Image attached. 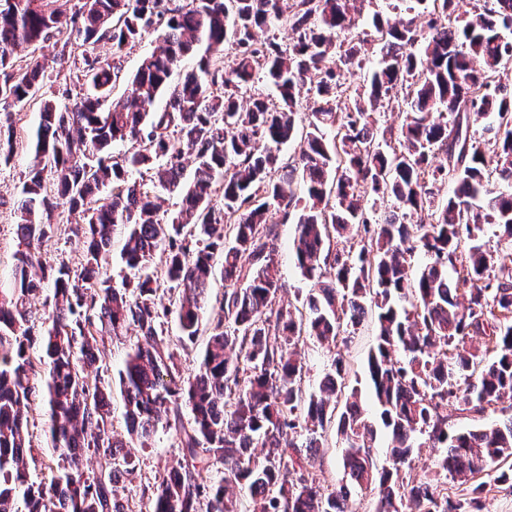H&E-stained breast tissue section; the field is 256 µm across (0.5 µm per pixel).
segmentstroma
<instances>
[{
  "instance_id": "35a3bbf8",
  "label": "stroma",
  "mask_w": 512,
  "mask_h": 512,
  "mask_svg": "<svg viewBox=\"0 0 512 512\" xmlns=\"http://www.w3.org/2000/svg\"><path fill=\"white\" fill-rule=\"evenodd\" d=\"M61 44L48 42L43 48L49 58L51 78L45 84L43 93L55 99L58 105L69 103L70 95L79 91L71 74V57L62 55ZM12 119L17 132L16 151L9 163L0 164V290L11 288L14 282V254L17 249V202L20 198L25 176L34 162L33 140L39 124V110L36 105H16L12 108ZM69 215L66 209H58L54 221L58 226L52 238L41 247L42 259L46 265L66 261L72 270H80L83 261V245L68 230ZM297 232L293 223L279 225L271 245L280 263L282 289L276 299L277 306L301 305L312 286L296 266L292 244ZM377 321L374 314H366L360 325L348 336L341 350L349 365V377L356 380L362 393H369L370 386L365 372L367 354L377 340ZM28 431L34 446V460L29 464L32 480L49 477L51 463L50 444L44 435L48 417L42 404L31 403L27 413ZM323 447L317 455L311 472L325 488L335 489L345 483L346 477L340 464L345 444L336 435L335 425H327L322 433ZM173 431L161 428L149 440L145 450L138 454L139 462L133 474L125 476L118 486L120 496L132 512H145L148 500L143 491L152 484L165 468L178 457Z\"/></svg>"
}]
</instances>
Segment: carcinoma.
Instances as JSON below:
<instances>
[{
	"instance_id": "cac0c4a2",
	"label": "carcinoma",
	"mask_w": 512,
	"mask_h": 512,
	"mask_svg": "<svg viewBox=\"0 0 512 512\" xmlns=\"http://www.w3.org/2000/svg\"><path fill=\"white\" fill-rule=\"evenodd\" d=\"M365 2L26 0L17 14L0 8V104L41 98L35 163L18 203L14 288L0 293V512H16L19 497L25 512H129L118 479L136 468L161 423L179 455L147 488L148 512H243L230 496L237 486L257 512H346L352 486L375 493L377 512H481L484 483L474 478L493 470L512 484V464L501 468L512 458V416L448 433L450 411L512 407V251L481 239L491 224L512 241V192L497 188L512 183V96L497 93L512 69V39L501 34L512 28V0H484L481 11L459 15L457 0H432L424 26L411 6L407 18L377 17L373 33L336 42L356 28ZM277 23L291 31L284 48L258 38ZM156 28L162 45L129 79L127 98L110 99L121 69L90 47L108 41L117 57ZM64 33L80 51L76 78L88 90L61 108L42 98L47 60L36 50ZM370 36L379 66L348 83L343 71L362 67ZM19 45L33 48L23 65L12 57ZM196 55L197 70L173 82L177 63ZM262 78L276 98L253 92ZM303 87L312 100L306 123ZM387 112L402 116L398 127L385 124ZM487 117L475 137L470 125ZM295 140L298 152L283 154ZM116 143L131 151L114 157ZM15 148L12 122L0 120V164ZM132 169L151 173L152 186L129 177ZM443 181L453 191L438 199ZM158 188L180 196L169 216L160 214ZM61 206L85 246L78 274L39 256ZM413 214L419 222L407 223ZM290 220L298 267L313 281L298 318L275 307L282 284L269 249L277 225ZM118 224L127 226L121 260L133 277L115 288L102 270ZM353 230L359 249L338 247ZM417 251L427 261L415 271ZM157 252L161 278L149 266ZM218 260L224 299L199 368L186 376L163 326L176 313L180 346L194 342ZM47 281L52 311L40 320L29 299ZM163 282L178 296H160ZM370 308L378 323L367 356L373 420L346 385L338 344ZM131 327L137 341L118 370L123 440L109 432L111 366L100 344ZM477 335L487 337L482 349L468 345ZM302 336L336 350L319 397L301 387ZM37 397L57 453L48 483L27 472L23 412ZM331 418L346 444L348 483L329 491L308 466ZM302 422L310 432L300 445ZM382 432L392 443L388 467L373 457ZM426 445L443 449L438 472L469 485L462 497L450 499L438 478L405 473ZM211 467L219 480L203 477Z\"/></svg>"
}]
</instances>
